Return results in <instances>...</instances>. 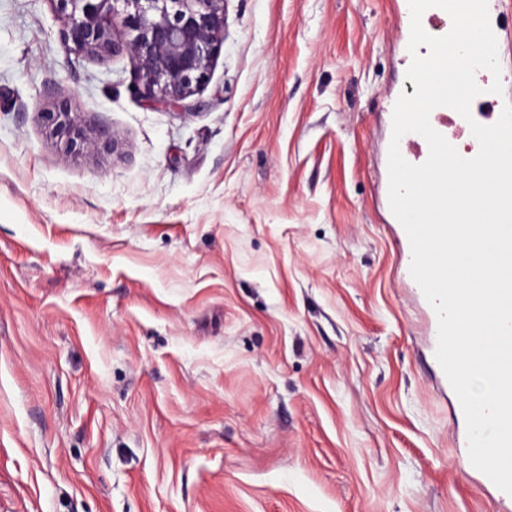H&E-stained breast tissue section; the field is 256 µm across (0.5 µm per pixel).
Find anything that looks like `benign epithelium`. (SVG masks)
Instances as JSON below:
<instances>
[{
  "label": "benign epithelium",
  "mask_w": 512,
  "mask_h": 512,
  "mask_svg": "<svg viewBox=\"0 0 512 512\" xmlns=\"http://www.w3.org/2000/svg\"><path fill=\"white\" fill-rule=\"evenodd\" d=\"M128 8L132 37L123 49L135 62L134 86L145 98L180 107L205 80L224 39V0H51L67 20L63 44L90 56L113 54L114 4ZM49 135L67 154L105 150L113 140L78 113H44Z\"/></svg>",
  "instance_id": "obj_1"
}]
</instances>
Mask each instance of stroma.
Returning a JSON list of instances; mask_svg holds the SVG:
<instances>
[{"instance_id":"1","label":"stroma","mask_w":512,"mask_h":512,"mask_svg":"<svg viewBox=\"0 0 512 512\" xmlns=\"http://www.w3.org/2000/svg\"><path fill=\"white\" fill-rule=\"evenodd\" d=\"M395 0H224L179 112L0 0V512H512L386 195ZM111 150L68 155L61 102ZM399 225H400V231H401L402 237L405 240V246H406V259H405L406 274H407L408 278L412 281L414 287L416 288L417 294H418L419 298L422 300V302L424 304V307H425V310H426V313L428 315L429 328H430V331H429V335H430L429 336V349H430V356H431L432 363H433L437 373L440 376V386H441L442 391L444 392L445 391V387H447L448 390L452 391L455 394V396H456L455 397V403L452 406L453 414L455 415V417L457 419L461 418V419L465 420L464 413H463L460 401H459L456 393L454 392L453 388L451 387V385H450V383H449L445 373L443 372L441 366L439 365L438 361L436 360L435 349H436V343H437V325H438L437 316H436V313H435L433 307L425 299V297H424L420 287L418 286V284L413 280V278L410 275L409 268H410L411 257H412L411 256L410 243H409V240H408V237H407V234H406L404 228L402 227L401 224H399Z\"/></svg>"}]
</instances>
